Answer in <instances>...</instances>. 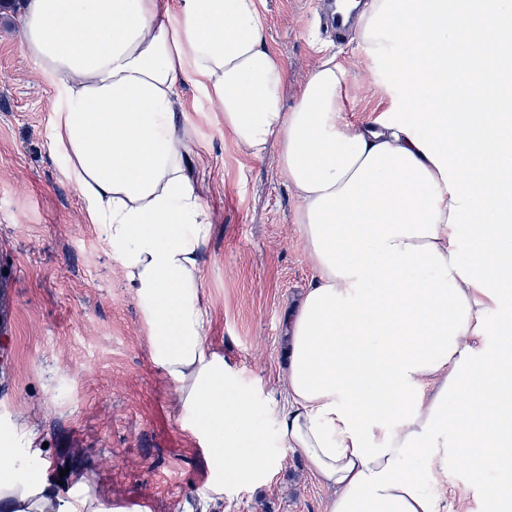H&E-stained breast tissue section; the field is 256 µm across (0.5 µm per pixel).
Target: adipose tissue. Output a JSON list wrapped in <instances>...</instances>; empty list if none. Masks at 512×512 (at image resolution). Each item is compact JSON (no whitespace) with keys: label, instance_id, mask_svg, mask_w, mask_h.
Segmentation results:
<instances>
[{"label":"adipose tissue","instance_id":"ef3b65f1","mask_svg":"<svg viewBox=\"0 0 512 512\" xmlns=\"http://www.w3.org/2000/svg\"><path fill=\"white\" fill-rule=\"evenodd\" d=\"M20 31L60 89L53 147L86 221L116 245L153 359L208 447V497L281 459L205 342L212 224L179 135L189 77L239 148L274 152L298 200L316 276L288 320L278 442L330 490L325 512H448L431 486L461 459L502 473L487 512H512V0H369L359 41L402 96L363 127L332 57L286 109L259 0H26ZM16 430L0 440V512H125L85 478H49Z\"/></svg>","mask_w":512,"mask_h":512}]
</instances>
